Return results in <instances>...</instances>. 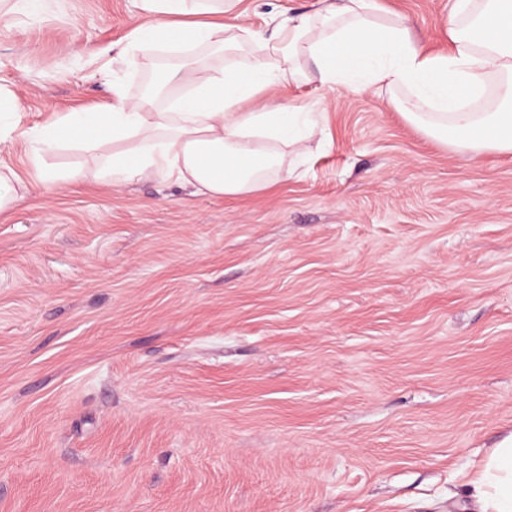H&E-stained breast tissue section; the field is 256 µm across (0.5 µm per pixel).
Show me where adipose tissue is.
Listing matches in <instances>:
<instances>
[{
	"label": "adipose tissue",
	"mask_w": 512,
	"mask_h": 512,
	"mask_svg": "<svg viewBox=\"0 0 512 512\" xmlns=\"http://www.w3.org/2000/svg\"><path fill=\"white\" fill-rule=\"evenodd\" d=\"M145 17L132 48L180 55L166 78L179 86L167 107L129 99L113 85L96 112H69L30 135L27 149L44 182L82 180L52 173L46 153L78 137L91 149L93 177L112 186L161 174L210 197L265 187L287 156L305 155L322 130L313 113L268 90L298 78L351 92H387L393 108L443 147L476 158L512 155V0H451L448 50L428 52L404 17L378 0H320L289 16L266 40L248 25L219 23L240 0H137ZM199 45L248 46L245 63L208 71ZM474 512H512V435L482 465L470 489Z\"/></svg>",
	"instance_id": "adipose-tissue-1"
}]
</instances>
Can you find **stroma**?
<instances>
[{
	"instance_id": "obj_1",
	"label": "stroma",
	"mask_w": 512,
	"mask_h": 512,
	"mask_svg": "<svg viewBox=\"0 0 512 512\" xmlns=\"http://www.w3.org/2000/svg\"><path fill=\"white\" fill-rule=\"evenodd\" d=\"M316 0H244L246 21ZM448 47L450 0H382ZM136 0H0V170L128 96ZM302 179L221 199L155 175L0 216V512H448L512 434V156L446 149L304 81Z\"/></svg>"
}]
</instances>
